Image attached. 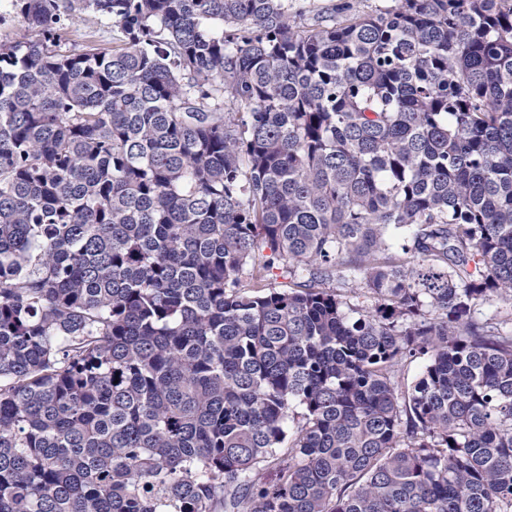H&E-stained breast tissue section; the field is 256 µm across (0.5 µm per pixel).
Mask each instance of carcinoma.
<instances>
[{
	"label": "carcinoma",
	"instance_id": "1",
	"mask_svg": "<svg viewBox=\"0 0 512 512\" xmlns=\"http://www.w3.org/2000/svg\"><path fill=\"white\" fill-rule=\"evenodd\" d=\"M8 2L0 512H512V0ZM289 4L292 5L291 12L306 10L309 8L310 4L317 6L316 9H322L323 11H330L336 5L338 8L341 5L349 4L350 11L351 10H360V11H369L370 9H375V7H383L391 5L392 2L389 0H288ZM76 17H65L62 21L61 34L67 46L71 49L80 50L87 45L86 39L82 36L87 27L95 30L99 44L112 47V42L121 38L120 28L112 20H94L89 14Z\"/></svg>",
	"mask_w": 512,
	"mask_h": 512
}]
</instances>
